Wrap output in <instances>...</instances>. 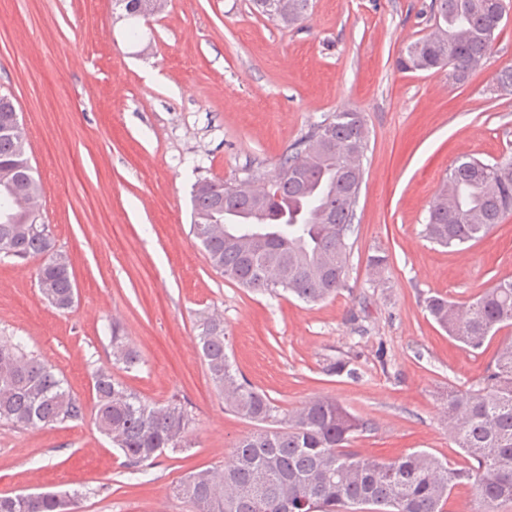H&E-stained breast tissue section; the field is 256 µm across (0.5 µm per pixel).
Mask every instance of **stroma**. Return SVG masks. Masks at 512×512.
<instances>
[{
  "mask_svg": "<svg viewBox=\"0 0 512 512\" xmlns=\"http://www.w3.org/2000/svg\"><path fill=\"white\" fill-rule=\"evenodd\" d=\"M434 0H310L285 26L250 0H165L127 17L116 0H0V91L12 94L44 186L41 213L72 264L75 302L40 296L38 260L0 258V336H19L84 404L38 429L0 423V495L79 491V512H193L174 497L189 472L229 460L253 431L224 406L197 346L203 314L224 319L228 354L282 411L317 396L370 419L353 450L389 461L426 451L463 463L444 416L449 390L482 381L493 353L450 339L425 308L469 302L512 278V215L476 244L424 234L450 170L512 158V0L491 54L463 82L403 72L411 41L436 31ZM369 131L346 285L323 302L252 292L212 268L190 232L202 179L274 174L308 130L340 110ZM389 262L373 275L367 258ZM142 356L127 372L113 332ZM351 358L358 379L329 375ZM142 398L185 402L187 449L129 478L97 429L92 374Z\"/></svg>",
  "mask_w": 512,
  "mask_h": 512,
  "instance_id": "35a3bbf8",
  "label": "stroma"
}]
</instances>
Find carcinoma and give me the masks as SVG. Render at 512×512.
<instances>
[{
	"label": "carcinoma",
	"instance_id": "carcinoma-1",
	"mask_svg": "<svg viewBox=\"0 0 512 512\" xmlns=\"http://www.w3.org/2000/svg\"><path fill=\"white\" fill-rule=\"evenodd\" d=\"M257 9L284 24L307 17L310 0H272ZM441 26L409 43L397 59L404 71L445 65L463 82L482 62L500 31L495 18L504 0H435ZM18 116L12 96L0 94V255L39 257L37 284L55 309L74 304L71 260L59 252L41 219L42 184L34 176L25 136L12 130ZM367 131L359 112H336L313 127L285 155L258 193L248 187L200 181L192 190L191 232L211 266L260 293L277 288L306 303L344 286L363 179ZM512 214V159L471 158L451 169L433 199L425 235L447 248L477 242ZM425 307L448 336L481 351L497 332L512 328V279L499 281L475 300L458 303L435 294ZM199 346L225 406L257 429L233 447L230 462L188 475L174 495L194 512H444L454 489L469 484L475 512L512 502V342L497 349L482 382L448 393V432L465 464L414 451L391 461L364 457L351 443L371 424L328 396L279 413L270 396L245 380L226 348L224 321L199 320ZM117 363L132 369L140 352L112 330ZM329 375L358 377L348 358L328 361ZM98 430L112 440L133 476L144 475L165 450L186 447L195 418L181 403H150L111 372L93 375ZM84 406L55 368L26 351L21 337H0V421L22 429L82 418ZM0 495V512H77L78 493Z\"/></svg>",
	"mask_w": 512,
	"mask_h": 512
}]
</instances>
